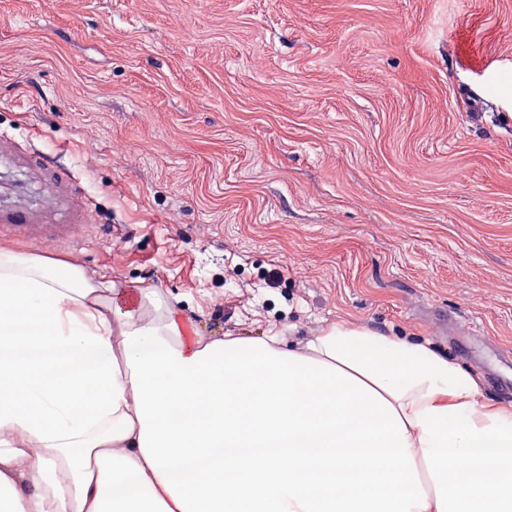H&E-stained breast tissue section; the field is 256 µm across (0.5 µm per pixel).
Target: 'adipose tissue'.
<instances>
[{"label":"adipose tissue","mask_w":512,"mask_h":512,"mask_svg":"<svg viewBox=\"0 0 512 512\" xmlns=\"http://www.w3.org/2000/svg\"><path fill=\"white\" fill-rule=\"evenodd\" d=\"M9 512H512V412L430 345L340 318L189 333L160 288L0 247Z\"/></svg>","instance_id":"ef3b65f1"}]
</instances>
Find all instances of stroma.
<instances>
[{
    "instance_id": "35a3bbf8",
    "label": "stroma",
    "mask_w": 512,
    "mask_h": 512,
    "mask_svg": "<svg viewBox=\"0 0 512 512\" xmlns=\"http://www.w3.org/2000/svg\"><path fill=\"white\" fill-rule=\"evenodd\" d=\"M0 245L201 335L337 318L512 387V0H0ZM87 217V209L78 204L74 224H31L33 222L32 218L22 212H0V223L23 227V230L29 235L41 239L62 241L72 237L76 227L75 224H86Z\"/></svg>"
}]
</instances>
